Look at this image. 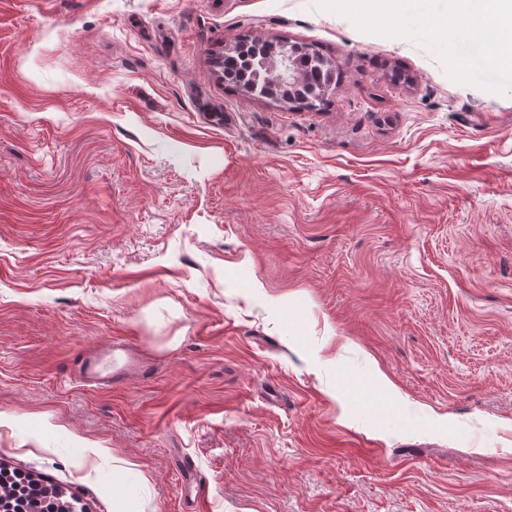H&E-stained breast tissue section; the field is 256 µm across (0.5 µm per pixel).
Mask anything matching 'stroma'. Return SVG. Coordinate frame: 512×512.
<instances>
[{"mask_svg":"<svg viewBox=\"0 0 512 512\" xmlns=\"http://www.w3.org/2000/svg\"><path fill=\"white\" fill-rule=\"evenodd\" d=\"M246 33L343 79L229 87ZM119 337L153 373L78 383ZM0 463L90 512H512V92L315 0H0ZM303 48L304 53L299 54L295 58L302 57L305 59L307 67L303 72H299L296 68L295 69L302 74L303 83L305 85H313L317 86L320 83H326L331 82L336 85V83H339L343 78V73L335 67L334 70H328L324 62L328 59H326L318 49L308 46V45H302L300 46ZM181 469L183 473V490L193 503L200 501V484L197 479L194 463L188 458L181 459Z\"/></svg>","mask_w":512,"mask_h":512,"instance_id":"35a3bbf8","label":"stroma"}]
</instances>
